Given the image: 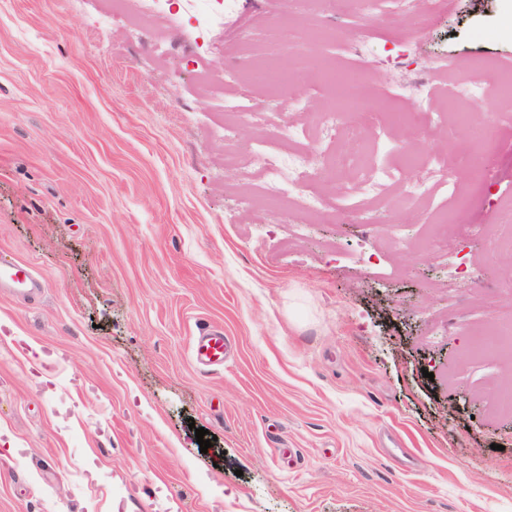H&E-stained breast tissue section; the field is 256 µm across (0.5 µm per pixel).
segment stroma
Masks as SVG:
<instances>
[{"instance_id": "obj_1", "label": "stroma", "mask_w": 512, "mask_h": 512, "mask_svg": "<svg viewBox=\"0 0 512 512\" xmlns=\"http://www.w3.org/2000/svg\"><path fill=\"white\" fill-rule=\"evenodd\" d=\"M237 13L197 49L190 13L177 28L137 0H0V255L44 284L31 300L0 289V512H512V411L492 384L512 364L472 360L479 329L512 321V255L490 238L512 200V105L464 76L478 58L512 65V14L448 0L415 30L394 0H326L305 26L285 0ZM311 25L337 38L296 66L361 70L390 112L414 105L407 75L455 64L427 154L471 137L459 113L495 123L485 185L451 161L412 179L472 198L446 258L417 206L400 246L386 204L370 226L243 207L263 175L225 164L202 71L222 67L227 102L278 114L323 166L336 140L304 127L299 89L250 80ZM204 325L230 340L211 370L193 358Z\"/></svg>"}]
</instances>
